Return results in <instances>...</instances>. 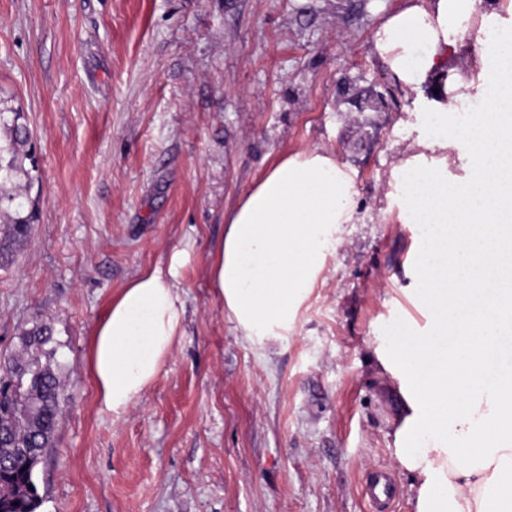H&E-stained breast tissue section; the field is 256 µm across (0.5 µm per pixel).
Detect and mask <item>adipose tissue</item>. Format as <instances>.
<instances>
[{"label": "adipose tissue", "mask_w": 512, "mask_h": 512, "mask_svg": "<svg viewBox=\"0 0 512 512\" xmlns=\"http://www.w3.org/2000/svg\"><path fill=\"white\" fill-rule=\"evenodd\" d=\"M406 0L375 28L371 47L413 90L437 93L453 111L468 71L488 78L487 105L473 121L471 178L400 168L403 205L426 230L414 279L430 311L412 344L373 345V367L395 405V469L409 478L412 512H512V373L490 381L503 331L512 329V40L481 31L512 0ZM467 71L445 79L451 55ZM350 168L334 150L280 155L224 216V238L208 275L224 313L252 343L295 329L297 313L357 214ZM176 268L133 278L97 320L88 365L102 406L118 414L159 375L178 335L184 302Z\"/></svg>", "instance_id": "obj_1"}]
</instances>
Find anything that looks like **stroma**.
<instances>
[{"instance_id": "35a3bbf8", "label": "stroma", "mask_w": 512, "mask_h": 512, "mask_svg": "<svg viewBox=\"0 0 512 512\" xmlns=\"http://www.w3.org/2000/svg\"><path fill=\"white\" fill-rule=\"evenodd\" d=\"M403 0H0V107L27 118L35 168L1 190L37 220L0 271V355L53 329L65 390L37 467L36 512H371L366 477L392 471V412L367 363L422 319L411 267L423 226L402 210V148L427 132L431 96L375 58ZM385 95L369 124L338 87ZM448 115L449 181L471 176L469 123ZM322 146L353 169L358 221L296 333L238 336L207 267L224 214L283 152ZM182 253L184 315L142 398L115 414L88 366L113 296Z\"/></svg>"}]
</instances>
